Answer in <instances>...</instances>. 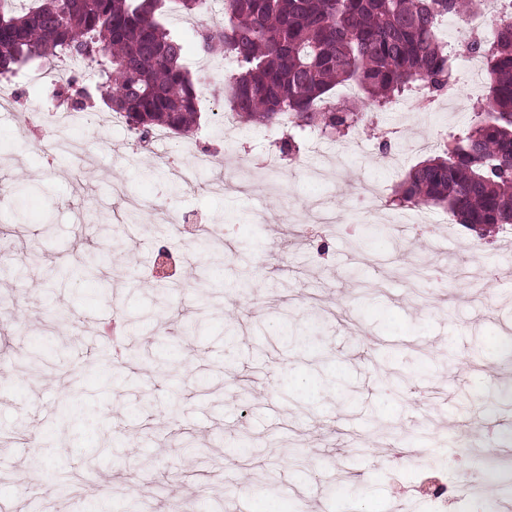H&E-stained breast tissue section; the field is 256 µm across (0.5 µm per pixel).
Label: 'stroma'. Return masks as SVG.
I'll use <instances>...</instances> for the list:
<instances>
[{
	"instance_id": "1",
	"label": "stroma",
	"mask_w": 512,
	"mask_h": 512,
	"mask_svg": "<svg viewBox=\"0 0 512 512\" xmlns=\"http://www.w3.org/2000/svg\"><path fill=\"white\" fill-rule=\"evenodd\" d=\"M452 104L420 115L387 109L392 151L383 155L366 127L338 140L341 154L329 186L312 178L323 158L301 137L299 162L281 155L276 126H249L225 137L215 106L200 101L197 144L212 154L206 180L176 187L167 155L178 137L150 153L131 154L125 130L112 124L81 125L76 138L104 143V161L81 166L47 163L25 115L50 107L53 86L23 87L18 112H0V186L10 194L0 226L14 256L35 250L39 265L21 275L0 268V431L26 422L39 443L35 451L0 447V506L10 512H126L129 501L155 512H180L205 496L208 512H395L399 503L426 512L424 486L445 481L448 498L467 512H503L512 504V475L488 472L479 496L462 479L439 467L418 469L416 454L453 435V448L476 455L512 452V237L494 232L480 239L443 211L429 233L407 228L405 253L376 243L355 250L367 228L355 209L364 184L380 191L382 211L404 213L394 190L411 167L434 149L410 151L412 142L449 141L468 126L482 102L471 77L457 67ZM273 153L276 168L249 190L212 192L207 179ZM35 185L36 196L13 193L17 183ZM129 195L158 200L183 213L184 224H159L147 214L118 223L105 204L113 185ZM104 223L125 237L123 262L106 265L100 278L61 274L85 257ZM197 224L221 226L231 261L204 278L199 267ZM178 259L170 286L188 294L162 297L151 271L159 250ZM422 259L447 266V285L433 297L419 294L423 280L409 263ZM361 267L363 285L350 281ZM250 275L239 290L241 272ZM69 318L46 332L56 310ZM328 324L301 346L298 330L313 312ZM111 324L113 335L131 334L145 355L177 367L175 376L147 366H119L103 352L110 341L96 335ZM191 325L182 333L181 325ZM67 344L69 363L85 369L86 416L59 440L48 422L67 385L54 366L36 375L16 367L33 350L53 353ZM308 380L311 390L298 387ZM181 414L169 416L171 397ZM117 433L111 458L98 463L97 490L59 493L54 474L78 465L96 448L103 431ZM195 450L184 454L183 439ZM255 448L243 456L241 440ZM44 457L40 470L31 453ZM305 467H298L297 458ZM279 476L277 488L260 476Z\"/></svg>"
}]
</instances>
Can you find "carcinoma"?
I'll use <instances>...</instances> for the list:
<instances>
[{"mask_svg":"<svg viewBox=\"0 0 512 512\" xmlns=\"http://www.w3.org/2000/svg\"><path fill=\"white\" fill-rule=\"evenodd\" d=\"M210 0H15L0 6V75L31 62L55 66L87 61L97 88L111 91L109 109L125 118L141 141L164 129L192 136L200 95L184 59L181 37L167 14L197 17ZM458 0H224V24L195 30L199 49L222 47L231 63L224 100L243 126L283 125L334 139L411 94L426 80L427 101L455 82L452 56L438 33L440 18ZM489 74L484 111L452 138L443 153L414 166L395 189L399 204L440 207L483 237L512 224V20L492 41L473 40ZM355 84L359 100L332 111L319 104ZM115 248L103 242L78 269L94 278ZM72 396L62 420L83 413L81 374L61 365Z\"/></svg>","mask_w":512,"mask_h":512,"instance_id":"cac0c4a2","label":"carcinoma"}]
</instances>
